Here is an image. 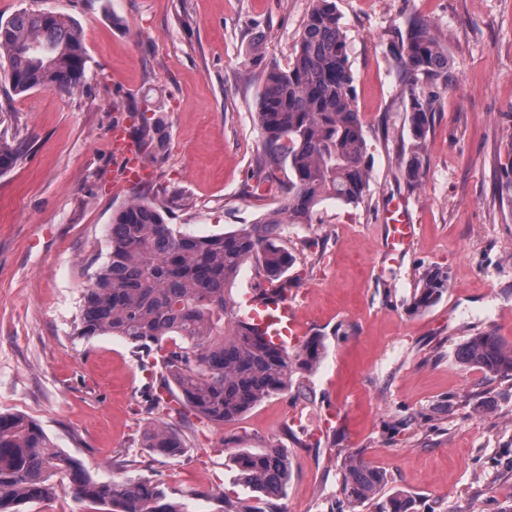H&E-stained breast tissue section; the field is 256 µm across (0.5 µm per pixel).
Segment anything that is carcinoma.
<instances>
[{"instance_id":"1","label":"carcinoma","mask_w":512,"mask_h":512,"mask_svg":"<svg viewBox=\"0 0 512 512\" xmlns=\"http://www.w3.org/2000/svg\"><path fill=\"white\" fill-rule=\"evenodd\" d=\"M393 56L404 76L402 94L412 141L403 157L408 181L422 175L423 151L434 105L454 74L448 50L420 18L398 35ZM87 57L77 23L48 10L23 9L0 21V81L16 93L53 89L71 93L86 80ZM266 86L255 118L265 140L268 172L288 166V187L272 214L233 232L198 236L167 222L161 209L133 197L112 216L109 252L82 293L79 333L118 336L132 345L150 373L151 409L173 412L171 403L216 425L235 422L264 398L295 385L324 352L320 334L294 353L265 344L258 331L234 317L233 288L253 260L270 285L294 265L279 239L285 224H311L327 200L356 205L368 186L367 143L354 101L347 37L335 0H310L299 39L285 66L266 68ZM17 146L0 135V175L16 166ZM448 288V272L425 271L411 308L432 306ZM458 359L491 376L512 377V344L489 332L469 337ZM142 445L162 456L184 453L178 425L159 419ZM239 478L261 494L254 505L224 499V512H286L277 504L291 475L288 454L277 445L243 449L234 458ZM343 493L350 507L376 497L383 472L348 455ZM106 508V512H188L171 488L144 476L102 482L56 446L35 421L0 413V512L58 491ZM379 512H417L416 500L395 492Z\"/></svg>"}]
</instances>
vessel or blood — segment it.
I'll return each instance as SVG.
<instances>
[{
  "instance_id": "b4317fda",
  "label": "vessel or blood",
  "mask_w": 512,
  "mask_h": 512,
  "mask_svg": "<svg viewBox=\"0 0 512 512\" xmlns=\"http://www.w3.org/2000/svg\"><path fill=\"white\" fill-rule=\"evenodd\" d=\"M113 144L121 157L127 174H134L141 167L139 158L126 149L128 134L125 128L114 127ZM414 226L407 211H400L396 224L392 226L393 245L408 247L412 241ZM238 317L248 326L256 328L264 339L278 347L295 346L301 343L307 334L291 290L283 289L272 299H264L261 292L249 289L238 305Z\"/></svg>"
}]
</instances>
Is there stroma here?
Masks as SVG:
<instances>
[{"mask_svg":"<svg viewBox=\"0 0 512 512\" xmlns=\"http://www.w3.org/2000/svg\"><path fill=\"white\" fill-rule=\"evenodd\" d=\"M310 0H0L71 17L87 80L72 93L15 94L0 84V134L21 144L0 175V413L25 415L102 481L142 475L180 493L189 512L252 503L232 462L243 448L288 453L287 512L349 508L342 461L383 471V495L404 491L418 512H512V377L461 364L469 337L512 342V0H336L347 34L370 180L362 202L329 200L322 223L290 226L288 285L325 353L306 382L240 420L191 419L188 452L141 446L151 392L132 348L79 335L82 292L105 260L113 213L135 194L196 235L227 233L274 212L285 171L267 177L254 120L264 69L285 64ZM420 17L445 46L455 81L435 105L422 176L407 181L411 141L393 59L399 30ZM261 39L263 58L248 52ZM164 152L135 144L140 180L112 151L114 127L136 131L141 109ZM403 200L415 226L403 257L386 252V216ZM318 247L305 248L308 239ZM448 273L430 308L409 303L422 274Z\"/></svg>","mask_w":512,"mask_h":512,"instance_id":"1","label":"stroma"}]
</instances>
